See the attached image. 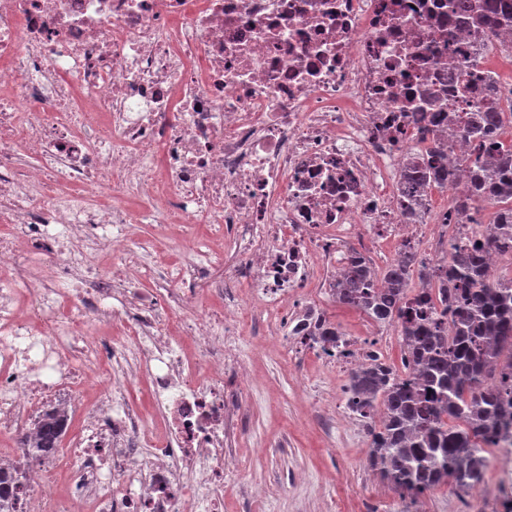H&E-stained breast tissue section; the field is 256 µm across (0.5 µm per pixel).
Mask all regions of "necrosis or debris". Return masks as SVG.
Segmentation results:
<instances>
[{"instance_id":"obj_1","label":"necrosis or debris","mask_w":512,"mask_h":512,"mask_svg":"<svg viewBox=\"0 0 512 512\" xmlns=\"http://www.w3.org/2000/svg\"><path fill=\"white\" fill-rule=\"evenodd\" d=\"M452 2L0 0V439L83 414L67 481L40 455L22 512H224L245 331L305 337L307 289L334 295L388 241L429 269L451 243L502 263L486 201L437 214L434 183L412 186L438 148L449 199L469 194L488 148L466 125L512 110L488 60L512 26L484 39ZM199 222L214 246L147 264L139 225ZM244 284L266 313L248 326ZM376 354L347 336L320 356Z\"/></svg>"}]
</instances>
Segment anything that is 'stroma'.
I'll return each instance as SVG.
<instances>
[{
    "label": "stroma",
    "mask_w": 512,
    "mask_h": 512,
    "mask_svg": "<svg viewBox=\"0 0 512 512\" xmlns=\"http://www.w3.org/2000/svg\"><path fill=\"white\" fill-rule=\"evenodd\" d=\"M324 310L347 335L378 342L385 362L400 367L395 328L337 301ZM238 355L250 384L234 448L240 476L224 485V512H512V444L488 449L479 490L441 485L404 498L368 463L367 426L346 407L345 374L284 336H244Z\"/></svg>",
    "instance_id": "35a3bbf8"
}]
</instances>
